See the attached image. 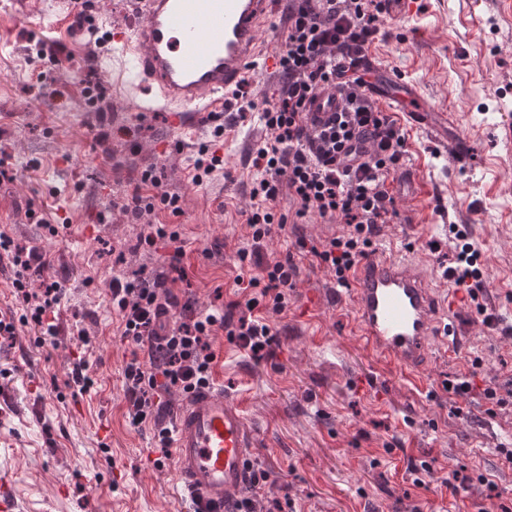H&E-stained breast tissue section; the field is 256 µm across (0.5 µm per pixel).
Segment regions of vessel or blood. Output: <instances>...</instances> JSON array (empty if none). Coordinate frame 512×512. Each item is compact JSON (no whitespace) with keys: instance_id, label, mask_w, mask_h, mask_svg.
<instances>
[{"instance_id":"vessel-or-blood-1","label":"vessel or blood","mask_w":512,"mask_h":512,"mask_svg":"<svg viewBox=\"0 0 512 512\" xmlns=\"http://www.w3.org/2000/svg\"><path fill=\"white\" fill-rule=\"evenodd\" d=\"M133 23L115 27L112 40L128 64L132 83L145 91L139 113H165L178 135L207 126L226 111L235 92L260 74L275 70V54L263 39L271 0H130ZM391 91L381 90L388 111H405L413 125L445 130L441 110L416 103L413 81L392 73ZM337 89L308 103L309 119L325 123L338 104ZM398 180L416 186L409 212L426 206L429 191L415 166ZM347 305L352 329L389 367L419 382L431 340L457 335L441 311L447 301L429 288L411 263L371 252L352 270ZM169 464L178 488L199 512H235L250 484L256 443L239 400L209 386L187 394L173 409Z\"/></svg>"}]
</instances>
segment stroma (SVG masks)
<instances>
[{
  "instance_id": "stroma-1",
  "label": "stroma",
  "mask_w": 512,
  "mask_h": 512,
  "mask_svg": "<svg viewBox=\"0 0 512 512\" xmlns=\"http://www.w3.org/2000/svg\"><path fill=\"white\" fill-rule=\"evenodd\" d=\"M420 2L421 10L383 21L369 51L403 71L425 104L446 110L455 132L473 136L475 162L450 171L446 146L406 125L430 206L418 223L397 215L381 225L375 247L414 263L440 290L455 257L449 225L469 223L501 325L485 326L472 307L456 312L454 347L434 346L423 385L410 384L352 336L349 309L332 299L333 272L298 253L299 240L326 243L342 225L296 217V203L281 197L275 208L288 224L272 231L264 254L271 262L296 255L299 273L284 310L267 314L273 355L257 361L225 333L211 339L214 382L242 402L269 474L265 508L276 500L282 512H497L475 480L486 472L512 507V470L499 469L497 456L512 446V410L489 416L483 399L486 387L512 382V338L503 333L512 325V142L494 130L512 116V10L502 0ZM70 4L0 0V232L46 255L33 288L57 281L65 290L57 334L38 344L35 326L20 322L25 305L13 272L0 266V318L15 324L13 338H0V480L15 512H185L170 469L153 462L157 422L135 427L127 418L123 368L144 349L123 340L110 286L119 274L159 280L196 308L230 306L242 316L246 293L235 279L238 253L252 244L245 220L255 170L228 140L223 172L195 185L193 162L211 127L180 137L165 115L135 121L139 96L98 69L93 35L48 30ZM92 82L105 89L103 107L85 94ZM111 120L129 135L95 145L100 123ZM150 167L164 190L180 195L182 213L157 211L135 223L122 206ZM151 224L178 229L181 259L165 241L139 246ZM176 261L186 278L173 270ZM82 359L93 379L84 391L72 379ZM467 375L466 399L448 394L447 383ZM115 467L125 482H113ZM455 471L472 483L444 486Z\"/></svg>"
}]
</instances>
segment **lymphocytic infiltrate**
<instances>
[{"mask_svg": "<svg viewBox=\"0 0 512 512\" xmlns=\"http://www.w3.org/2000/svg\"><path fill=\"white\" fill-rule=\"evenodd\" d=\"M285 11L288 35L280 54L278 93L261 107L243 88L234 102L237 112L256 113L267 130L251 152L256 170L251 188L254 205L246 219L252 239L249 262L261 267L262 273L236 280L237 285L256 291L245 303L250 311L265 301L281 310L288 288L294 285L297 267L292 257L270 263L261 259L262 244L272 227L287 222L286 215L274 210L281 195L296 202L297 216L313 212L344 225L343 234L327 245L306 249L343 286L355 262L372 248L379 225L389 223L394 196L388 178L408 159L403 128L371 99L370 79L354 63L379 32L380 0H287ZM333 87L344 94L343 107L320 128L309 129L307 99ZM140 181L153 192L145 196L136 191L128 198L124 209L133 219L158 209L181 214L179 195L162 190L154 169L143 170ZM450 230L456 257L443 275L475 302L484 323L492 324L494 315L480 302L487 285L469 227L454 224ZM4 258L13 267V286L31 321L43 339H51L56 334L52 315L65 295L64 288L53 282L32 291L34 275L47 264L44 254L17 246L0 234V260ZM110 302L121 318L123 339L148 347L147 360L132 358L124 368L127 415L136 427L152 417L162 395L172 389L187 392L211 383L217 355L210 340L217 331H224L255 359L270 354L273 336L266 322L243 317L234 324L223 310H196L158 281L113 277ZM176 307L181 308L182 317L173 323L168 315Z\"/></svg>", "mask_w": 512, "mask_h": 512, "instance_id": "f902f5d3", "label": "lymphocytic infiltrate"}]
</instances>
